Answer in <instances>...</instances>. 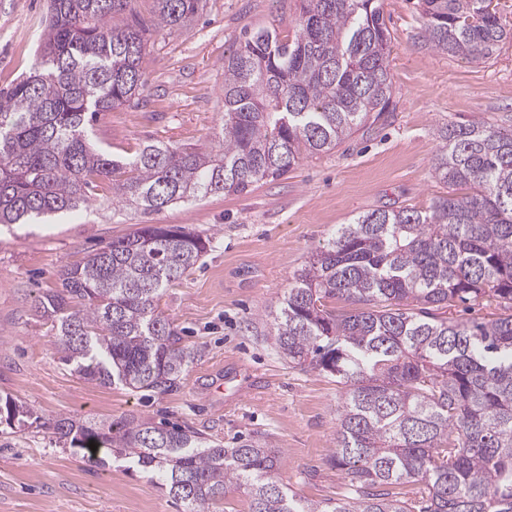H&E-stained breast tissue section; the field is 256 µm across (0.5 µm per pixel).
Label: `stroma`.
<instances>
[{"label":"stroma","instance_id":"stroma-1","mask_svg":"<svg viewBox=\"0 0 512 512\" xmlns=\"http://www.w3.org/2000/svg\"><path fill=\"white\" fill-rule=\"evenodd\" d=\"M391 34L393 103L328 153L243 194H215L145 214L111 188L44 224L0 226V398L32 407L38 423L0 418V512H185L150 474L98 467L55 443L63 416L136 417L177 424L235 447L259 438L277 449L280 483L323 502L348 492L336 449L343 388L296 367L270 335L293 274L336 229L374 209H426L448 188L433 174L448 122L512 129V42L484 62L433 50L412 0H383ZM47 0H0V90L32 72ZM295 0H203L191 28L153 32L139 104L102 113L91 140L125 161L148 144L214 146L224 123V54L245 32H295ZM140 224L176 225L210 238L206 255L162 292L158 309L196 349L167 394L102 386L59 360L52 323L37 312L64 267Z\"/></svg>","mask_w":512,"mask_h":512}]
</instances>
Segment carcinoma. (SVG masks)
<instances>
[{
  "instance_id": "cac0c4a2",
  "label": "carcinoma",
  "mask_w": 512,
  "mask_h": 512,
  "mask_svg": "<svg viewBox=\"0 0 512 512\" xmlns=\"http://www.w3.org/2000/svg\"><path fill=\"white\" fill-rule=\"evenodd\" d=\"M132 0H49L39 58L0 91V224H28L87 202L115 173L119 202L143 212L242 194L305 156L335 148L389 111L390 32L382 0H299L295 36L249 34L224 55V127L209 149L144 146L122 163L89 143L99 114L139 100L146 34L187 30L202 0H155L153 19H111ZM493 0H418L435 51L491 58L512 38ZM434 177L460 189L423 210H372L336 230L289 284L273 318L288 362L345 388L331 463L351 494L303 501L278 484L280 458L249 439H218L151 420L61 417L57 440L154 475L187 512L236 486L251 512H512V130L448 123ZM210 239L146 224L61 274L39 302L59 359L103 386L167 393L194 358L158 311L161 292ZM344 301L349 310L327 308ZM487 301L490 320L439 311ZM23 425L34 411L5 399ZM420 484L411 499L387 486Z\"/></svg>"
}]
</instances>
